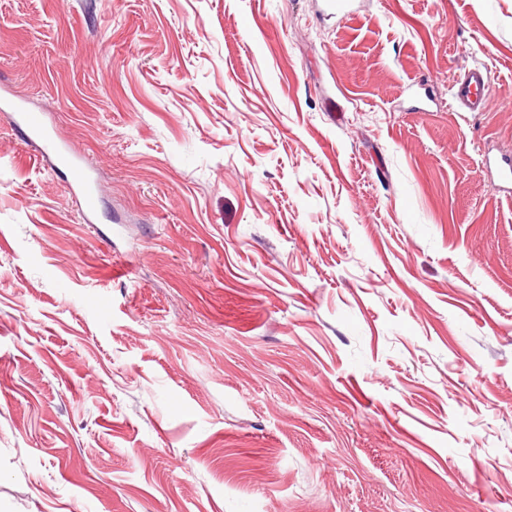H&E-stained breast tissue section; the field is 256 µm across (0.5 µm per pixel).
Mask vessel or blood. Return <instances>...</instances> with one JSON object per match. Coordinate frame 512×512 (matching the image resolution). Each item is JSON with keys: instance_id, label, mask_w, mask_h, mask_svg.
Returning <instances> with one entry per match:
<instances>
[{"instance_id": "obj_1", "label": "vessel or blood", "mask_w": 512, "mask_h": 512, "mask_svg": "<svg viewBox=\"0 0 512 512\" xmlns=\"http://www.w3.org/2000/svg\"><path fill=\"white\" fill-rule=\"evenodd\" d=\"M492 86L489 73L482 68H472L456 78L452 96L456 107L462 112H481L487 109ZM0 110L12 113L15 128L28 141H39L41 155H55L56 159L70 165L75 172L71 185L84 215L85 223H93L97 210V194L88 177L91 169L84 156L74 148L57 142L41 114L28 110L24 103L7 95H0Z\"/></svg>"}]
</instances>
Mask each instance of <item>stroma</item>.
Instances as JSON below:
<instances>
[{"label":"stroma","mask_w":512,"mask_h":512,"mask_svg":"<svg viewBox=\"0 0 512 512\" xmlns=\"http://www.w3.org/2000/svg\"><path fill=\"white\" fill-rule=\"evenodd\" d=\"M318 3L0 0V512H512V0ZM492 92L489 73L472 68L455 79L452 96L461 112H483L488 108ZM7 90L0 95L1 112H13V123L28 141L41 143L40 153L43 157L54 154L60 163L70 165L75 172L71 191L78 198L84 215V222L92 224L97 210V193L92 190L88 172L92 170L84 156L74 148L57 142L41 114L30 112L24 103L7 96Z\"/></svg>","instance_id":"obj_1"}]
</instances>
